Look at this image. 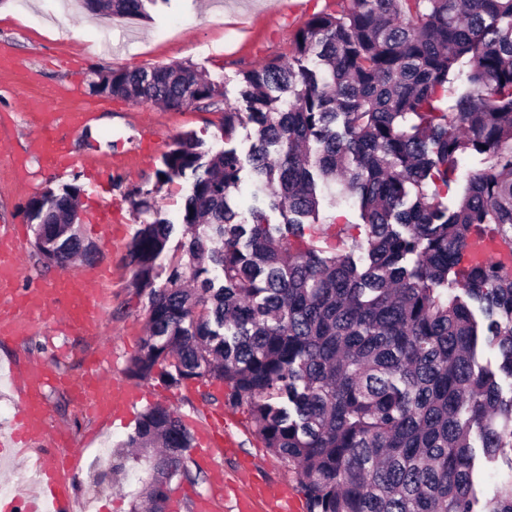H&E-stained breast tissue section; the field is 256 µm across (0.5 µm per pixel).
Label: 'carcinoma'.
<instances>
[{"label":"carcinoma","instance_id":"1","mask_svg":"<svg viewBox=\"0 0 512 512\" xmlns=\"http://www.w3.org/2000/svg\"><path fill=\"white\" fill-rule=\"evenodd\" d=\"M147 2L86 0L109 19L145 17ZM293 44L290 61L242 73L244 113L184 63L90 88L210 108L226 143L256 125L244 155L189 134L164 155L158 182L190 179L189 240L163 265L175 227L157 218L129 247L148 330L128 371L147 380L167 362L169 385L223 383L224 405L247 406L253 435L297 470L307 512H512V268L464 264L476 234L512 243V0H340ZM463 67L450 112L442 94ZM474 153L485 168L460 173ZM246 168L282 223L238 221L227 198ZM459 181L450 206L440 188ZM336 183L364 224L344 253L305 239ZM75 197L65 185L28 203L47 265L95 255ZM191 444L168 407L141 415L117 456L159 449L143 512H166L161 484L189 477Z\"/></svg>","mask_w":512,"mask_h":512}]
</instances>
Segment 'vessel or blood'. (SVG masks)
<instances>
[{
  "mask_svg": "<svg viewBox=\"0 0 512 512\" xmlns=\"http://www.w3.org/2000/svg\"><path fill=\"white\" fill-rule=\"evenodd\" d=\"M89 119L85 111L40 113L28 141L29 152L38 155L51 169L64 168L71 158L61 128L80 129ZM23 247V238L13 232L11 225L0 226V337L24 338L36 325L50 319L61 320L67 329L85 335H99L104 301L100 283L105 269L95 266L67 270L24 288L20 285ZM469 253L480 262H512V246L497 237L473 239ZM9 374L17 414L13 430L0 435V462L16 459L19 445L40 444L43 451L32 467L35 490L25 512H62L71 499L65 469L76 453V446L62 444L60 436L49 431L46 388L61 386L72 390L76 397L85 400L89 415L106 425L128 414L136 396L126 384L107 380L93 368L76 384L60 378L43 362L21 369L10 367ZM237 507L238 512H285L286 500L282 490L255 479L239 488Z\"/></svg>",
  "mask_w": 512,
  "mask_h": 512,
  "instance_id": "b4317fda",
  "label": "vessel or blood"
}]
</instances>
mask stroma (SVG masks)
<instances>
[{
	"label": "stroma",
	"mask_w": 512,
	"mask_h": 512,
	"mask_svg": "<svg viewBox=\"0 0 512 512\" xmlns=\"http://www.w3.org/2000/svg\"><path fill=\"white\" fill-rule=\"evenodd\" d=\"M336 7V0H158L147 17L99 18L83 0H0V47L13 58V66L0 70V112L11 113L7 144L15 152L26 149L27 136L36 120L33 101L60 87L70 93L55 108L67 112L90 108L93 121L71 135L75 163L65 170L48 169L39 158L27 163L28 189L18 187L14 175L0 162V225H25V209L44 188L70 185L76 188L79 214L100 206L112 210L115 227L111 240L95 234L87 222L79 227L85 241L98 251V263L111 275L106 283L112 293L110 306L101 315L102 334L92 339L67 333L61 326L37 327L23 341L0 340V363L22 362L30 357L47 360L71 379L85 371V358L106 351L105 372L141 398L126 421L105 428L94 418L81 415L66 391L49 387L45 397L49 424L67 437L88 440L89 446L69 474L73 497L88 489L87 478L95 455H102L100 471H109L119 443L131 434L150 406L162 404L182 420L204 424L226 413L224 387L188 383L170 386L160 378L139 380L128 372L129 359L145 334L148 311L144 297L132 287L133 271L127 251L147 216L131 203L136 189L152 190V204L160 217L180 222L185 184L176 179L157 185L156 173L175 138L192 133L206 147L222 148L221 116L195 107L167 109L150 103H133L89 91L94 72L135 70L181 62L192 65L220 84L225 98L243 107L241 73L293 54L291 37L314 13ZM322 217L331 221L328 233L342 232L336 244L344 250L363 237L359 203L350 197L325 201ZM237 454L222 458L224 474L233 477L240 459L252 461L257 478L281 483L301 496L295 469L284 467L253 436L246 409L233 412ZM189 477L173 479L166 512H195L197 498L211 494L210 464L196 448L187 452ZM148 478L146 464L126 461L124 474L113 477L101 497L105 512H134Z\"/></svg>",
	"instance_id": "35a3bbf8"
}]
</instances>
